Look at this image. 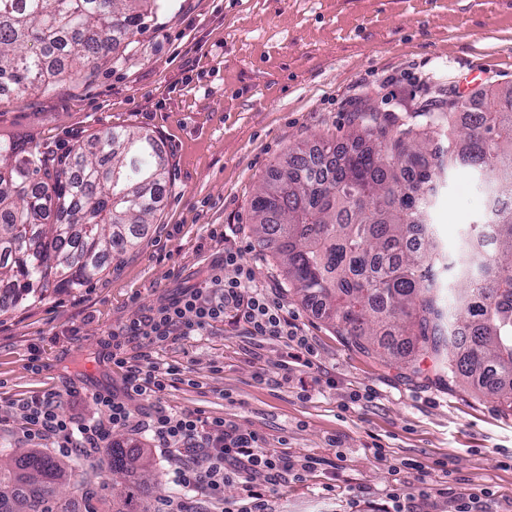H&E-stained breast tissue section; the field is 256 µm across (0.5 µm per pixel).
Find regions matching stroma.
<instances>
[{
  "instance_id": "1",
  "label": "stroma",
  "mask_w": 512,
  "mask_h": 512,
  "mask_svg": "<svg viewBox=\"0 0 512 512\" xmlns=\"http://www.w3.org/2000/svg\"><path fill=\"white\" fill-rule=\"evenodd\" d=\"M512 83V0H172L151 27L117 48L93 77L50 94L0 97V140L26 137L70 151L121 126L158 136L173 186L134 252L80 288H53L0 312V448L50 452L24 437L12 401L44 389L65 393L61 412L92 421L91 392L120 386L104 346L129 321L200 286L225 249L241 250L256 285L282 302L313 349L311 366L286 364L276 340H257L232 320L153 348L159 363L187 366L178 384L131 402L136 420L156 406L224 417L263 434L293 458H321L299 481L266 490L271 512H512V411L463 381L441 378L431 358L416 371L361 353L285 283L272 248L252 232V200L274 164L300 141L344 146L366 105L398 128L421 110L471 102ZM485 186L453 170L431 209L434 236L456 258L486 207ZM219 236H212V229ZM43 368H29L31 348ZM78 398H71V391ZM152 459L99 495L118 507L136 484L150 512L177 492L167 454L146 429L104 440ZM388 448L385 460L375 445ZM430 474L396 499L404 462Z\"/></svg>"
}]
</instances>
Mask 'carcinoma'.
I'll return each mask as SVG.
<instances>
[{
	"mask_svg": "<svg viewBox=\"0 0 512 512\" xmlns=\"http://www.w3.org/2000/svg\"><path fill=\"white\" fill-rule=\"evenodd\" d=\"M168 0H0V94H48L64 77L87 79L144 31ZM425 128L392 130L360 111L336 152L296 146L252 203L259 240L281 259L288 285L315 303L356 348L407 360V336L448 378H468L512 408V85L476 110L457 102L426 112ZM456 168L479 172L490 205L466 244L455 303L434 265L438 188ZM170 184L156 137L134 127L93 135L59 155L0 140V311L51 288H78L134 249ZM419 226L424 240L410 241ZM151 463L112 443L109 476ZM37 451L0 450V512H98V490Z\"/></svg>",
	"mask_w": 512,
	"mask_h": 512,
	"instance_id": "carcinoma-1",
	"label": "carcinoma"
}]
</instances>
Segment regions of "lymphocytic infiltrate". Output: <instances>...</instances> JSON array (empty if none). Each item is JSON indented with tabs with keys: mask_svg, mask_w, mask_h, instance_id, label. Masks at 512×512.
<instances>
[{
	"mask_svg": "<svg viewBox=\"0 0 512 512\" xmlns=\"http://www.w3.org/2000/svg\"><path fill=\"white\" fill-rule=\"evenodd\" d=\"M229 314L250 335L282 342L290 362L310 366L312 350L293 331L283 304L254 288L252 274L241 263L239 252L229 248L220 263L207 271L200 287L184 289L166 304L131 319L123 336L113 337L110 360L122 370V381L119 387L93 394L100 413L97 420L85 424L62 416L61 392L47 389L14 401L24 435L51 442L55 451L65 456H91L112 432L136 428L130 401L160 395L183 380V369L158 365L150 347L199 334ZM129 338L145 345L139 360L127 355L125 341ZM147 429L157 446L169 453L180 488L179 494L166 501L165 512H188L186 496L192 492L223 500L225 484L236 479L245 492L236 512H264L268 487L318 465L314 457L298 462L287 453L268 449L262 434L240 431L220 416L204 419L160 407Z\"/></svg>",
	"mask_w": 512,
	"mask_h": 512,
	"instance_id": "lymphocytic-infiltrate-1",
	"label": "lymphocytic infiltrate"
}]
</instances>
